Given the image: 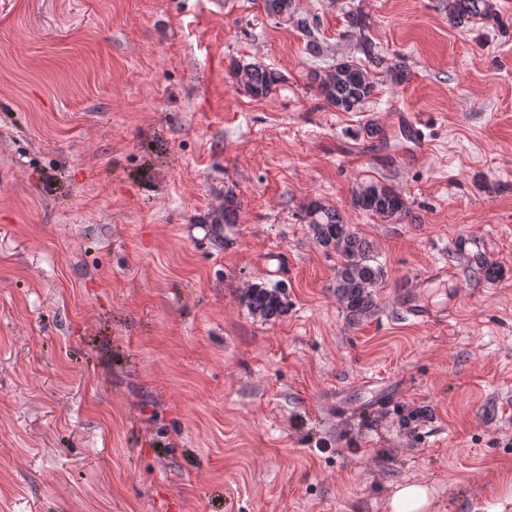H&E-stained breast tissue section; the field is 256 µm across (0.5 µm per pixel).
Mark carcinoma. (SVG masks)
<instances>
[{"mask_svg": "<svg viewBox=\"0 0 512 512\" xmlns=\"http://www.w3.org/2000/svg\"><path fill=\"white\" fill-rule=\"evenodd\" d=\"M263 9L269 16L292 15L293 0H263ZM493 0H448V18L462 26L473 20L496 18ZM347 31L357 39L356 59H342L325 74L309 75L317 84L318 96L328 105L343 112H353L369 100L375 92L367 68L386 67L397 81L405 77L399 63H388L369 34L370 21L360 9L346 12ZM230 72L237 78L243 90L253 98H264L285 81L284 75L266 65L237 61L230 63ZM354 207L385 221L397 220L406 214V202L393 187L367 182L353 194ZM305 220L309 224L318 245L337 256L336 297L353 316L361 315L374 306L376 289L384 279L381 265L375 263L369 241L351 225L344 223L340 214L312 202L304 207ZM470 268L489 280L499 276V271L478 253L469 258ZM246 308L265 318L275 319L286 310L284 293L280 288L252 286L240 297Z\"/></svg>", "mask_w": 512, "mask_h": 512, "instance_id": "obj_1", "label": "carcinoma"}]
</instances>
